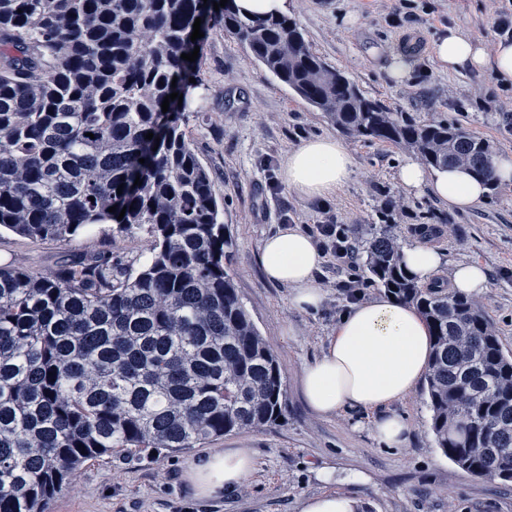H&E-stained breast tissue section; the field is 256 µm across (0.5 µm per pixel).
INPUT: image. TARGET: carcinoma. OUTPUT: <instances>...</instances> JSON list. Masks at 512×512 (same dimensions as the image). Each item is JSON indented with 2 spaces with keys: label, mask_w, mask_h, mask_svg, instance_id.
<instances>
[{
  "label": "carcinoma",
  "mask_w": 512,
  "mask_h": 512,
  "mask_svg": "<svg viewBox=\"0 0 512 512\" xmlns=\"http://www.w3.org/2000/svg\"><path fill=\"white\" fill-rule=\"evenodd\" d=\"M204 9L345 134L498 188L489 142L365 96L287 16L244 17L234 0L217 11L213 0H0V227L149 236L136 269L110 253L51 275L0 267V512H49L89 461L200 448L283 415L278 359L228 271L224 205L185 130L198 84L181 54L200 45L190 36ZM173 92L183 101L164 113ZM391 228L373 225L362 268L430 328L436 445L462 471L512 483V352L473 298L408 273Z\"/></svg>",
  "instance_id": "carcinoma-1"
}]
</instances>
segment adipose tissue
<instances>
[{"mask_svg": "<svg viewBox=\"0 0 512 512\" xmlns=\"http://www.w3.org/2000/svg\"><path fill=\"white\" fill-rule=\"evenodd\" d=\"M432 50L438 64L450 71L471 69L512 83V39H499L489 52L481 38L454 26L442 33ZM353 174L346 145L323 135L302 141L289 152L281 179L299 197L325 200L340 193ZM398 179L406 189H428L432 197L460 212L481 204L488 192L486 184L464 168L429 171L413 160L401 166ZM401 258L423 284L448 264L444 251L424 242L404 246ZM322 261L315 240L295 226L279 228L260 247L266 280L289 288L290 306L300 314L318 312L324 304L325 294L316 278ZM451 267L452 290L468 295L487 291L488 276L479 264L464 261ZM430 353L429 330L419 313L388 294L372 295L340 315L320 356L305 365L301 376L305 401L322 417L345 410L376 412L377 440L388 448L402 447L410 425L393 407L414 393ZM256 467L251 449L229 448L201 454L188 463L184 478L195 500L209 501L240 487Z\"/></svg>", "mask_w": 512, "mask_h": 512, "instance_id": "ef3b65f1", "label": "adipose tissue"}]
</instances>
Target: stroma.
Here are the masks:
<instances>
[{"label":"stroma","instance_id":"obj_1","mask_svg":"<svg viewBox=\"0 0 512 512\" xmlns=\"http://www.w3.org/2000/svg\"><path fill=\"white\" fill-rule=\"evenodd\" d=\"M408 2L412 14L398 27L391 23L395 0H289V16L312 50L354 79L367 97L420 121L459 122L490 141L495 152H512V125L504 120L512 113V98L488 75L441 69L432 54L434 39L448 26L467 29L493 48L507 0ZM397 52L420 61L402 84L388 73L389 57ZM197 75L186 130L224 202V222L235 242L230 272L239 297L278 358L286 385L283 420L211 441L214 449H252L258 463L250 481L222 499L191 498L183 481L196 455L191 449L89 462L51 512H297L301 497L329 490L361 499L366 512H512V485L470 475L438 449L424 390L395 407L411 424L398 449L378 442L369 416L314 414L300 391L301 373L321 353L350 302V272L322 263L317 279L325 305L303 315L290 308L288 288L265 281L257 261L263 239L286 224L306 232L319 224H341L353 245L361 246L371 225L380 223L385 202L399 201L392 233L399 245L425 241L446 253L449 265L437 275L440 284H447L451 264L485 266L490 288L477 302L512 351V185L498 187L474 209L452 212L427 192L400 184L398 170L412 152L348 136L354 175L345 189L328 200L298 197L281 180L289 151L308 138L336 133V126L222 30H209ZM147 247L145 231H122L111 223L88 226L69 242L1 228L0 266L49 274L66 261L107 250L140 260ZM324 471L334 474V482L320 480Z\"/></svg>","mask_w":512,"mask_h":512}]
</instances>
